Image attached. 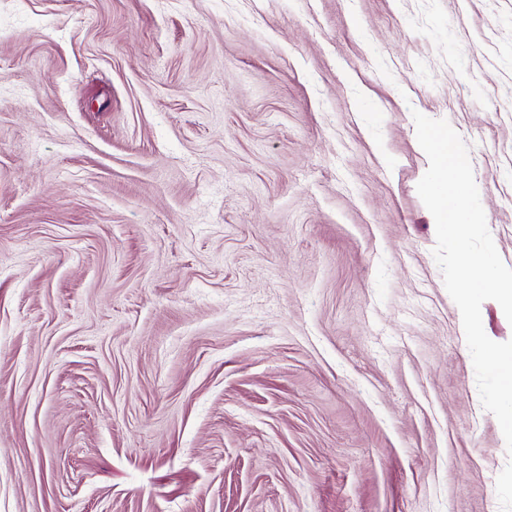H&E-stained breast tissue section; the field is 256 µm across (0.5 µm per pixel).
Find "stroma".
<instances>
[{"instance_id":"obj_1","label":"stroma","mask_w":512,"mask_h":512,"mask_svg":"<svg viewBox=\"0 0 512 512\" xmlns=\"http://www.w3.org/2000/svg\"><path fill=\"white\" fill-rule=\"evenodd\" d=\"M416 111L512 268V0H0V512H501Z\"/></svg>"}]
</instances>
